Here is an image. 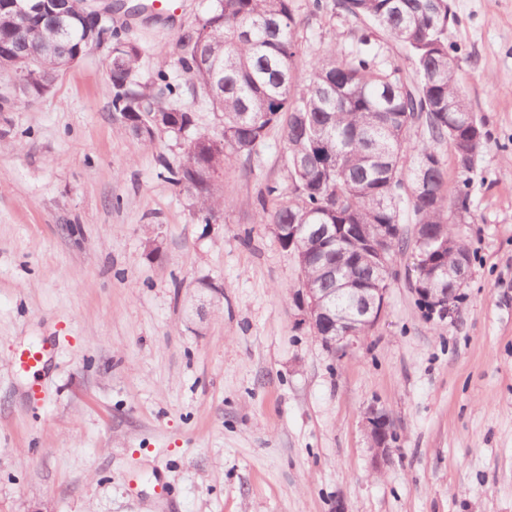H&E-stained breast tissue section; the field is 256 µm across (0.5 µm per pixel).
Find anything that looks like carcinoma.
Wrapping results in <instances>:
<instances>
[{
    "mask_svg": "<svg viewBox=\"0 0 512 512\" xmlns=\"http://www.w3.org/2000/svg\"><path fill=\"white\" fill-rule=\"evenodd\" d=\"M0 0V112L41 97L62 72L63 55L80 37L84 0H68L71 17L63 30L54 15L36 30L23 24ZM315 13L327 10L358 22L355 46L331 48L315 58L304 79L296 73L300 21L293 0H210L197 25L178 36V63L192 75V94L220 114L218 137L193 135L195 113L178 105L180 85L156 71L140 81L142 50L111 25L98 34L112 40V109L131 138L151 146L166 135L183 142L176 166L161 159L165 178L187 188L195 216L211 223L215 212L234 204L224 195L220 175L226 162L250 160L271 131L281 134L288 156V186H266L283 200L270 210L258 199L256 222L270 226L283 248L299 228L302 250H293L299 287L326 298L333 319L310 326L315 336L335 334V323L358 320L361 296L369 288L390 287L395 266L413 252L416 288H452L456 260L472 254L460 239L453 217L476 223L470 186L475 169L459 164L470 131L488 145L485 121L477 112L448 111V102L466 94L460 61L451 53L448 0H312ZM386 44L405 53L408 65L383 58ZM36 69L39 81L14 90L11 80ZM336 86L326 97L323 90ZM448 147L454 178L448 179ZM344 225L340 239L326 237ZM389 224L378 243L384 259L357 243L354 232ZM412 228H407V225ZM336 271V277L329 275Z\"/></svg>",
    "mask_w": 512,
    "mask_h": 512,
    "instance_id": "carcinoma-1",
    "label": "carcinoma"
}]
</instances>
